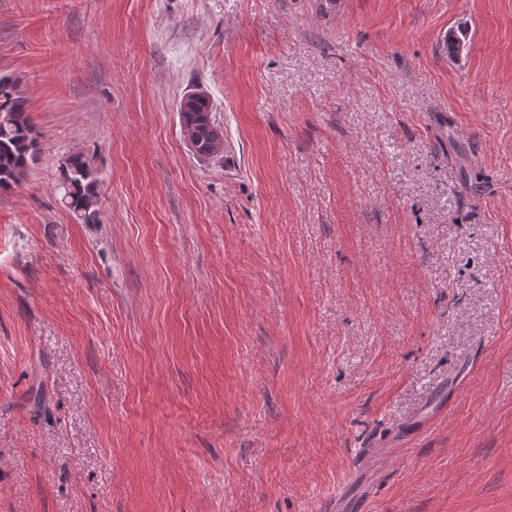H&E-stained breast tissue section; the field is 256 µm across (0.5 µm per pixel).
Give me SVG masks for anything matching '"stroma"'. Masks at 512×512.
<instances>
[{
    "label": "stroma",
    "mask_w": 512,
    "mask_h": 512,
    "mask_svg": "<svg viewBox=\"0 0 512 512\" xmlns=\"http://www.w3.org/2000/svg\"><path fill=\"white\" fill-rule=\"evenodd\" d=\"M0 74V512H512V0H0ZM28 102L15 80L0 76V188L27 180L42 150ZM197 88L187 90L178 104V115L182 132L192 133L201 149H208L212 127L215 123L214 106L209 94L194 97ZM59 189L65 207L86 224L99 220L101 194L93 160L83 153H73L59 164Z\"/></svg>",
    "instance_id": "obj_1"
}]
</instances>
